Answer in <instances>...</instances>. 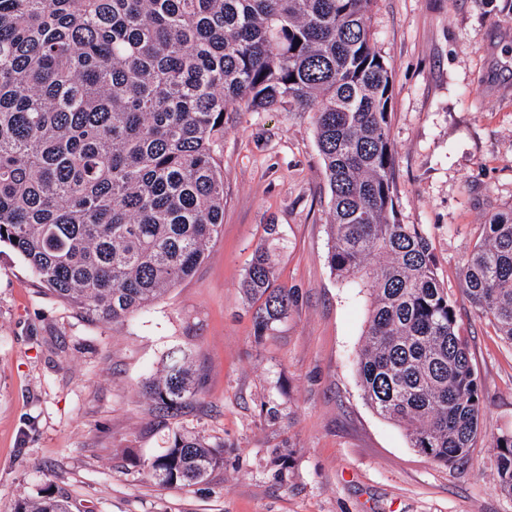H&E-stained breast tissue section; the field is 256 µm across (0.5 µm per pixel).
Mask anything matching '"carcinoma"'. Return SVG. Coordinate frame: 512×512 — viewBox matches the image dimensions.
Returning <instances> with one entry per match:
<instances>
[{"label":"carcinoma","instance_id":"1","mask_svg":"<svg viewBox=\"0 0 512 512\" xmlns=\"http://www.w3.org/2000/svg\"><path fill=\"white\" fill-rule=\"evenodd\" d=\"M373 0H0V243L87 321L116 323L191 276L224 223V114L308 112L330 189L328 263L369 290L357 361L367 404L411 447L454 465L481 433L482 384L429 239L395 220L392 75ZM464 299L512 344V217L467 253ZM257 336L288 315L257 247L243 280ZM174 351L145 383L173 414L199 391ZM512 498V433L492 436ZM219 446L176 433L147 462L206 480ZM63 493L11 512H72Z\"/></svg>","mask_w":512,"mask_h":512}]
</instances>
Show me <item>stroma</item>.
I'll list each match as a JSON object with an SVG mask.
<instances>
[{
	"instance_id": "35a3bbf8",
	"label": "stroma",
	"mask_w": 512,
	"mask_h": 512,
	"mask_svg": "<svg viewBox=\"0 0 512 512\" xmlns=\"http://www.w3.org/2000/svg\"><path fill=\"white\" fill-rule=\"evenodd\" d=\"M367 25L392 71L396 219L427 234L483 386L467 460L432 462L362 396L369 295L329 267L309 115L231 113L223 228L148 310L89 323L0 244V512L51 487L75 512H512L487 443L512 433V346L463 301L461 274L484 224L512 213V0H375ZM260 245L297 305L259 338L241 283ZM175 347L203 385L160 416L144 384ZM176 431L222 444L223 466L158 484L145 465Z\"/></svg>"
}]
</instances>
